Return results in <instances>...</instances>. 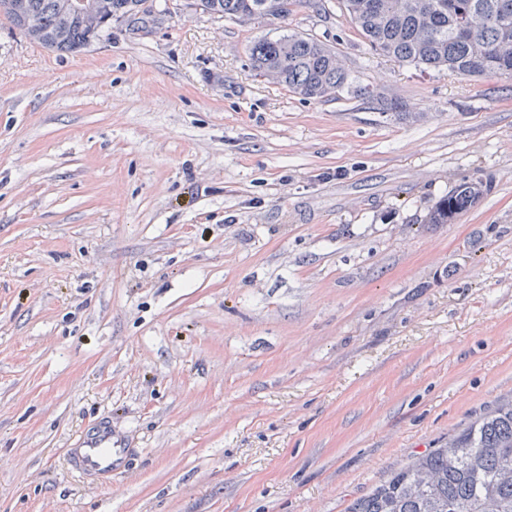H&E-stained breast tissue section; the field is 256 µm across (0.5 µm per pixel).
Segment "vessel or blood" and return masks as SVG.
<instances>
[{
    "instance_id": "b4317fda",
    "label": "vessel or blood",
    "mask_w": 512,
    "mask_h": 512,
    "mask_svg": "<svg viewBox=\"0 0 512 512\" xmlns=\"http://www.w3.org/2000/svg\"><path fill=\"white\" fill-rule=\"evenodd\" d=\"M130 455V449L113 434L111 423L100 421L75 438L67 450V463L87 481L104 484L114 472L126 467Z\"/></svg>"
}]
</instances>
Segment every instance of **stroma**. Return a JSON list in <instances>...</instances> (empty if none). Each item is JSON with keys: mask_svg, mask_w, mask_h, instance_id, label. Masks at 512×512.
Instances as JSON below:
<instances>
[{"mask_svg": "<svg viewBox=\"0 0 512 512\" xmlns=\"http://www.w3.org/2000/svg\"><path fill=\"white\" fill-rule=\"evenodd\" d=\"M167 3L72 55L0 18V512H345L512 395V79L379 55L339 0ZM282 30L369 94L257 76ZM102 419L95 487L63 450ZM203 13L228 21L262 23L282 18L298 7H319L311 0H196ZM483 181L468 180L444 197L430 217L432 224H451L454 219L469 210L483 195ZM130 455L131 448H124L112 433V424L99 421L83 429L67 448V463L90 483L104 484L126 467Z\"/></svg>", "mask_w": 512, "mask_h": 512, "instance_id": "obj_1", "label": "stroma"}]
</instances>
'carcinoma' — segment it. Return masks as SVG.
I'll use <instances>...</instances> for the list:
<instances>
[{"label":"carcinoma","instance_id":"cac0c4a2","mask_svg":"<svg viewBox=\"0 0 512 512\" xmlns=\"http://www.w3.org/2000/svg\"><path fill=\"white\" fill-rule=\"evenodd\" d=\"M82 17L64 12L66 0H0V16L28 40L60 53L100 41L112 23L138 30L157 17L141 0H90ZM370 47L421 71L450 76L512 77V0H343ZM202 12L228 21L262 23L313 0H194ZM254 71L304 99L322 100L351 85L336 51L316 37L278 33L247 48ZM468 180L444 197L430 217L449 224L483 195ZM346 512H512V396L414 455L385 481L351 502Z\"/></svg>","mask_w":512,"mask_h":512}]
</instances>
